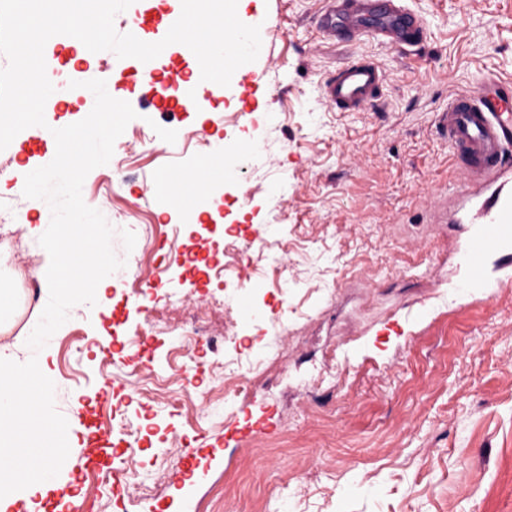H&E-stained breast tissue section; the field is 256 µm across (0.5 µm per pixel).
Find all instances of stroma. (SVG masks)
Here are the masks:
<instances>
[{
    "label": "stroma",
    "instance_id": "1",
    "mask_svg": "<svg viewBox=\"0 0 512 512\" xmlns=\"http://www.w3.org/2000/svg\"><path fill=\"white\" fill-rule=\"evenodd\" d=\"M424 22L422 40L407 49L372 38L336 42L316 28L322 0H238L242 22L260 28L262 46L248 73L215 90L206 108L158 107L155 141L142 146L139 123L127 127L130 149L86 177L82 196L114 228L112 247L134 268L139 243L163 270L154 300L223 296L242 327L234 365L250 376L258 353H275L278 336L264 320L289 306L292 353L304 366L335 357L337 371L299 385L274 387L266 406L272 425L207 462L185 485L180 449L221 434L211 412L194 419L167 402L102 395L96 348H71L77 326L116 339L112 370L121 374L135 349L128 336L137 316L113 291L111 307L78 304L40 352L26 340L48 300L35 299L17 272L44 254L39 237L45 201L23 195L27 167L20 143L0 151V210L22 218L20 251L0 239V289L16 306L0 329V344L18 361L44 360L55 384V408L81 448L75 416L119 409L142 423L137 471L126 472L121 497L112 482L82 480L84 512H512V256L488 259L485 288H463L464 251L474 227L458 219L462 190L436 114L481 77L512 82V0H405ZM496 27L498 39L485 31ZM371 60L386 74L372 106L342 112L324 96L341 63ZM211 150L254 142L216 190L229 207L190 223L183 210L154 191L164 176L182 178L202 159L196 137ZM238 224L237 245L251 256L258 241L288 247L287 288L265 271L264 288L218 284L225 222ZM205 243L197 275L178 262L177 246ZM251 299V311L239 308ZM224 357L199 345L178 362L200 392L224 380ZM157 480V496H139Z\"/></svg>",
    "mask_w": 512,
    "mask_h": 512
}]
</instances>
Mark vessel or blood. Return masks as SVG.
Instances as JSON below:
<instances>
[{"label":"vessel or blood","mask_w":512,"mask_h":512,"mask_svg":"<svg viewBox=\"0 0 512 512\" xmlns=\"http://www.w3.org/2000/svg\"><path fill=\"white\" fill-rule=\"evenodd\" d=\"M179 14L168 11L161 15L145 10L142 0L118 16L123 32L145 36L150 30H169ZM317 28L325 37L335 38L339 31L353 37L373 38L402 47L415 45L423 33L421 19L403 0H323L317 16ZM178 72L168 67L165 56L151 62L153 88L150 99H157L161 86L177 83ZM386 81L382 68L369 60L345 63L326 82L324 95L330 103L344 111H359L370 104ZM436 125L448 139V146L469 186L487 190L469 223L475 230L466 247L467 288L486 285V261L496 253L512 251V84L483 78L476 90L449 99L448 106L436 116ZM266 408L226 425L221 435L187 445L181 465L187 483H194L203 460L222 453L230 444L266 430L270 424ZM88 433L83 442L82 468L97 471L112 479V490L123 489V465L119 441L86 420ZM79 495L72 481L49 483L40 500L30 504L16 502L13 512H77Z\"/></svg>","instance_id":"vessel-or-blood-1"}]
</instances>
